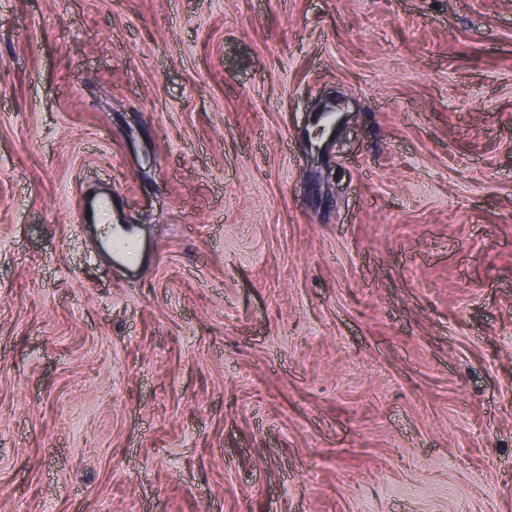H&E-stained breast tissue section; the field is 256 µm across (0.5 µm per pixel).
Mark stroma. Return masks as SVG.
I'll use <instances>...</instances> for the list:
<instances>
[{
  "label": "stroma",
  "instance_id": "1",
  "mask_svg": "<svg viewBox=\"0 0 512 512\" xmlns=\"http://www.w3.org/2000/svg\"><path fill=\"white\" fill-rule=\"evenodd\" d=\"M0 512H512V0H0Z\"/></svg>",
  "mask_w": 512,
  "mask_h": 512
}]
</instances>
